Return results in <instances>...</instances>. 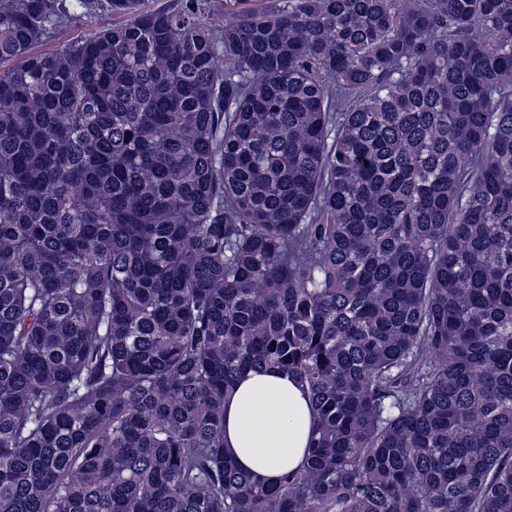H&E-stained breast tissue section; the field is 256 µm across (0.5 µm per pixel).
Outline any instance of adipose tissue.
Returning a JSON list of instances; mask_svg holds the SVG:
<instances>
[{
    "mask_svg": "<svg viewBox=\"0 0 512 512\" xmlns=\"http://www.w3.org/2000/svg\"><path fill=\"white\" fill-rule=\"evenodd\" d=\"M316 421L307 388L269 366L246 371L224 405V450L261 483L303 466Z\"/></svg>",
    "mask_w": 512,
    "mask_h": 512,
    "instance_id": "adipose-tissue-1",
    "label": "adipose tissue"
}]
</instances>
